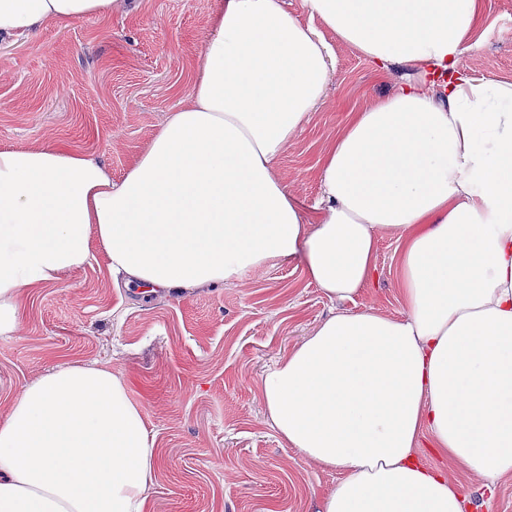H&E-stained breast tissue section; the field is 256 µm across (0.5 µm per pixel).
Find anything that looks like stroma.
<instances>
[{
	"instance_id": "35a3bbf8",
	"label": "stroma",
	"mask_w": 512,
	"mask_h": 512,
	"mask_svg": "<svg viewBox=\"0 0 512 512\" xmlns=\"http://www.w3.org/2000/svg\"><path fill=\"white\" fill-rule=\"evenodd\" d=\"M217 0H130L127 14L46 26L0 38V147L65 142L100 157L121 178L178 107L202 65ZM335 59L324 100L278 162L305 202L320 192L318 160L346 111L389 95L351 45L330 36ZM462 69L512 80V0H486ZM395 238L380 240L376 272L351 310L402 315ZM339 303L303 267L269 261L249 278L138 300L116 287L103 252L22 304L21 328L0 335V417L20 390L59 366L86 362L121 374L142 407L158 464L149 512H317L338 473L287 447L259 393L262 375ZM448 476L466 512H512V478L494 491L457 470Z\"/></svg>"
}]
</instances>
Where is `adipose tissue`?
<instances>
[{
	"mask_svg": "<svg viewBox=\"0 0 512 512\" xmlns=\"http://www.w3.org/2000/svg\"><path fill=\"white\" fill-rule=\"evenodd\" d=\"M129 0H0L27 38ZM219 0L203 64L120 180L64 144L0 148V335L93 250L172 291L301 262L329 299L370 281L396 237L403 315L336 313L259 390L283 442L339 480L320 512H465L432 448L495 485L512 474V81L463 73L484 0ZM330 29L389 96L348 110L304 204L277 164L328 86ZM157 464L142 408L110 368L72 363L0 418V512H146Z\"/></svg>",
	"mask_w": 512,
	"mask_h": 512,
	"instance_id": "ef3b65f1",
	"label": "adipose tissue"
}]
</instances>
